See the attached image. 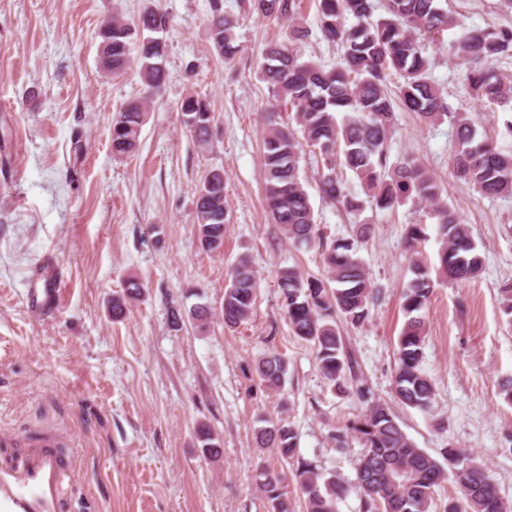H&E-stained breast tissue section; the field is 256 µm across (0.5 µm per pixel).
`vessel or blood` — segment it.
I'll return each mask as SVG.
<instances>
[{
  "label": "vessel or blood",
  "instance_id": "b4317fda",
  "mask_svg": "<svg viewBox=\"0 0 512 512\" xmlns=\"http://www.w3.org/2000/svg\"><path fill=\"white\" fill-rule=\"evenodd\" d=\"M40 287L29 289L25 303L34 318L58 301L57 274L51 266L38 272ZM79 480L77 459L62 434L42 430L30 436L24 451L0 459V512H64Z\"/></svg>",
  "mask_w": 512,
  "mask_h": 512
}]
</instances>
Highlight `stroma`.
Listing matches in <instances>:
<instances>
[{
    "label": "stroma",
    "mask_w": 512,
    "mask_h": 512,
    "mask_svg": "<svg viewBox=\"0 0 512 512\" xmlns=\"http://www.w3.org/2000/svg\"><path fill=\"white\" fill-rule=\"evenodd\" d=\"M152 4L169 20L162 34L167 78L145 115L138 152L116 156L112 119L144 96L145 85L135 64L117 78L101 72L98 32L113 16L138 24ZM302 6L310 31L305 58L333 66L340 51L317 27L316 0ZM443 6L457 25L445 44L426 43L425 53L448 113L427 123L395 106L388 156H414L437 179L443 199L470 226L479 275L454 282L439 274L442 243L426 204L350 214L322 197L313 153L301 175L327 240L371 227L358 255L379 298L363 326L340 327L352 378L391 408L417 447L434 456L448 446L471 455L512 505V404L499 393L512 380V326L499 294L512 282V197H484L457 182L449 166L458 116L497 149L512 151V135L506 113L472 98L447 48L462 25L512 27V8L504 0ZM224 11L238 20L241 47L229 62L210 39L208 0H0V435L11 436L12 452L41 429L57 427L75 440L80 482L71 512H270L255 482L260 467L280 477L295 512H306L292 464L254 442L263 418L289 424L300 454L345 487L338 512H362L356 469L363 447L353 437L336 447L331 436L365 406L327 384L313 345L293 334L278 287L286 267L318 278L327 271L320 249L295 247L265 201L268 120L291 122L295 110L276 102L260 65L268 43L287 40L288 24L252 12L249 0H224ZM190 94L210 103L203 142L179 111ZM213 169L224 172L230 215L219 252L201 245L195 213ZM410 224L425 226L420 257L434 270L421 370L435 395L425 409L402 405L393 386L405 322L401 293L413 277L404 243ZM244 256L258 297L251 317L230 329L222 319L224 290ZM47 263L59 272L61 305L35 320L24 297ZM132 280L142 296L113 317V300L125 298ZM198 304L212 312L203 327L188 316ZM174 308L185 315L177 327ZM270 351L288 361L277 393L255 372ZM202 425L218 438L221 457L204 455Z\"/></svg>",
    "instance_id": "stroma-1"
}]
</instances>
